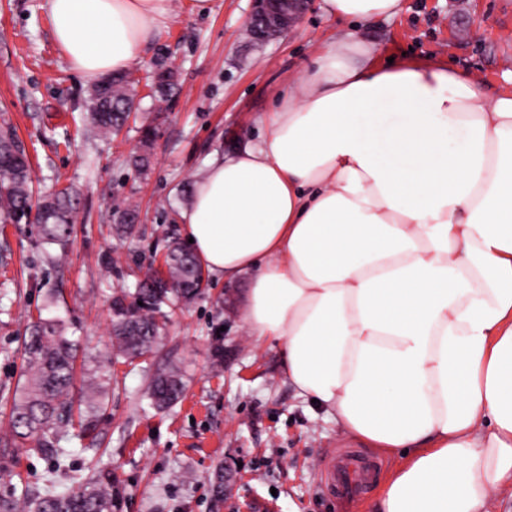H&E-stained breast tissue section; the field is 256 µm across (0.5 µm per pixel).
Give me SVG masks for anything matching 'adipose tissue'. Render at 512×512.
Wrapping results in <instances>:
<instances>
[{
	"instance_id": "1",
	"label": "adipose tissue",
	"mask_w": 512,
	"mask_h": 512,
	"mask_svg": "<svg viewBox=\"0 0 512 512\" xmlns=\"http://www.w3.org/2000/svg\"><path fill=\"white\" fill-rule=\"evenodd\" d=\"M347 24L262 121L214 153L179 222L297 395L398 458L372 512H490L512 495V89L443 59L383 62L355 25L402 0H322ZM94 82L160 38L172 0H48Z\"/></svg>"
}]
</instances>
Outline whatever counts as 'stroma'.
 <instances>
[{
  "label": "stroma",
  "instance_id": "obj_1",
  "mask_svg": "<svg viewBox=\"0 0 512 512\" xmlns=\"http://www.w3.org/2000/svg\"><path fill=\"white\" fill-rule=\"evenodd\" d=\"M252 0H212L206 14L173 0L162 38L130 71L138 110L121 135H101L87 118L92 89L54 44L47 0H0V127L28 152L35 192L69 189L78 204L66 249L41 242L36 224L0 227V431L23 380L27 328L59 302L77 357L111 376L92 437L69 429L63 467L23 451H0V492L53 480L76 487L94 466H111L121 512H368L392 459L342 435L288 384L278 350L255 341L240 317L248 276L209 279L204 293L167 313L166 333L139 358H112L114 290L134 291L140 270L160 268L178 216L217 150L255 141L278 95L294 85L323 45L343 31L318 0L297 24L264 43L251 38ZM381 56L440 57L496 89L512 77V0H403L401 12L360 28ZM174 71L166 101L144 81L156 62ZM152 140H145V128ZM149 153L139 174L132 156ZM138 210L133 237L118 238L116 207ZM178 368L186 385L166 410L150 406L153 375ZM352 449L376 469L344 506L322 476Z\"/></svg>",
  "mask_w": 512,
  "mask_h": 512
}]
</instances>
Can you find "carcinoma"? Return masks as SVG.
I'll return each mask as SVG.
<instances>
[{"label": "carcinoma", "instance_id": "obj_1", "mask_svg": "<svg viewBox=\"0 0 512 512\" xmlns=\"http://www.w3.org/2000/svg\"><path fill=\"white\" fill-rule=\"evenodd\" d=\"M134 100L130 75L115 76L107 86L92 88L87 107L92 125L102 133L120 128ZM36 209L39 234L46 245H65L70 232L72 204L69 193L59 190L33 202L30 162L10 131L0 134V223L17 224ZM168 279L151 271L138 283L134 295L112 294V335L119 354L138 357L149 352L164 334L159 320L162 308L186 304L200 293L202 268L191 252L180 245L168 247ZM77 345L67 336L63 321L39 318L24 346L25 378L16 392L9 416L13 438L29 444L27 451L45 457L62 454L59 437L73 425ZM82 402L94 411L104 404L107 378L98 367L83 369ZM184 389L180 370L171 369L151 381L152 405L166 408ZM120 490L110 469H100L78 488L56 493L47 485L25 491L23 505L0 496V512H120Z\"/></svg>", "mask_w": 512, "mask_h": 512}]
</instances>
